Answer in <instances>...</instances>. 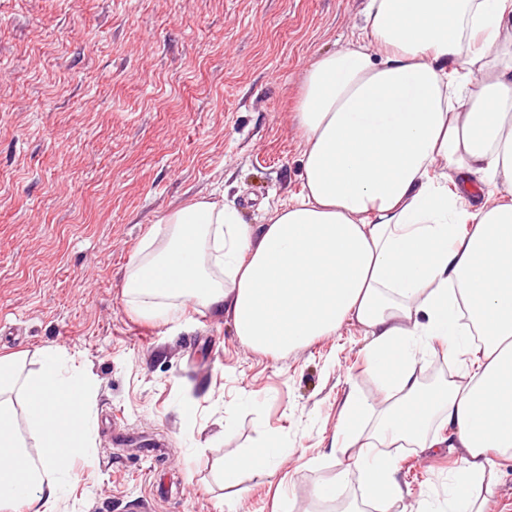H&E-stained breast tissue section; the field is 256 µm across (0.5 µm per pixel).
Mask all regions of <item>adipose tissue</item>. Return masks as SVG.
Returning a JSON list of instances; mask_svg holds the SVG:
<instances>
[{
    "mask_svg": "<svg viewBox=\"0 0 512 512\" xmlns=\"http://www.w3.org/2000/svg\"><path fill=\"white\" fill-rule=\"evenodd\" d=\"M294 119L301 192L255 227L219 201L168 212L124 294L147 315L228 313L243 344L271 354L360 325L385 405L349 391L331 446L352 449V466L316 497L338 501L355 470L390 512L406 494L390 449L446 444L461 466L411 512H484L512 460V0H368L359 38L305 70ZM438 354L459 373L423 392L418 371ZM41 357L26 376L0 357V512H55L69 459L91 445V379ZM285 454L272 441L226 457L220 479L272 476Z\"/></svg>",
    "mask_w": 512,
    "mask_h": 512,
    "instance_id": "ef3b65f1",
    "label": "adipose tissue"
}]
</instances>
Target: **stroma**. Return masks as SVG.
I'll use <instances>...</instances> for the list:
<instances>
[{"instance_id":"1","label":"stroma","mask_w":512,"mask_h":512,"mask_svg":"<svg viewBox=\"0 0 512 512\" xmlns=\"http://www.w3.org/2000/svg\"><path fill=\"white\" fill-rule=\"evenodd\" d=\"M366 0H0V356L54 348L96 384L89 456L62 512H332L317 486L349 388L383 399L370 342L344 324L286 354L229 314L138 313L123 277L165 213L236 202L245 223L301 189L305 70L360 33ZM289 454L228 490L225 457ZM411 499L457 448L397 449Z\"/></svg>"}]
</instances>
